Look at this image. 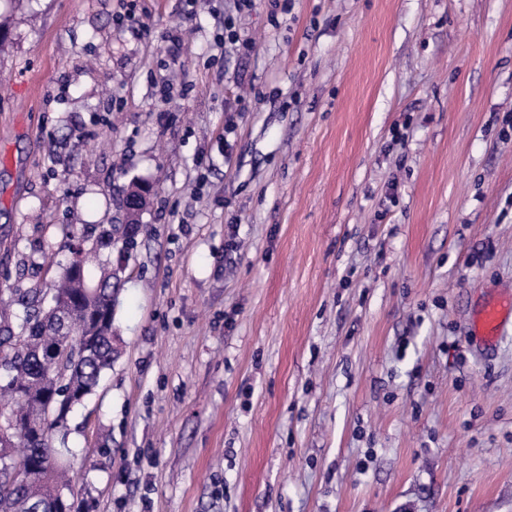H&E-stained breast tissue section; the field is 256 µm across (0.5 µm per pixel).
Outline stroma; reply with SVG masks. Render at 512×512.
Here are the masks:
<instances>
[{"mask_svg":"<svg viewBox=\"0 0 512 512\" xmlns=\"http://www.w3.org/2000/svg\"><path fill=\"white\" fill-rule=\"evenodd\" d=\"M0 28V289L154 187L73 512H512V333H469L512 297V0H0Z\"/></svg>","mask_w":512,"mask_h":512,"instance_id":"35a3bbf8","label":"stroma"}]
</instances>
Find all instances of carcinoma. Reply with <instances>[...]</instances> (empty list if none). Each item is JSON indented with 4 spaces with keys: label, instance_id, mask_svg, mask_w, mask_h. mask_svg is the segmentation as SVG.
<instances>
[{
    "label": "carcinoma",
    "instance_id": "cac0c4a2",
    "mask_svg": "<svg viewBox=\"0 0 512 512\" xmlns=\"http://www.w3.org/2000/svg\"><path fill=\"white\" fill-rule=\"evenodd\" d=\"M54 230L68 246H76L79 269L64 267L55 287L28 288L17 301L26 309L20 332L0 324V361L11 376L0 380V415L26 431L15 442L0 443V512H71L72 480L61 462L68 436V416L97 386L112 366V296L95 294L90 285H114L117 278L103 250L135 240L120 238V225L77 233L71 224ZM67 319L71 336H51L47 324L57 313ZM54 421L43 425L48 407Z\"/></svg>",
    "mask_w": 512,
    "mask_h": 512
}]
</instances>
